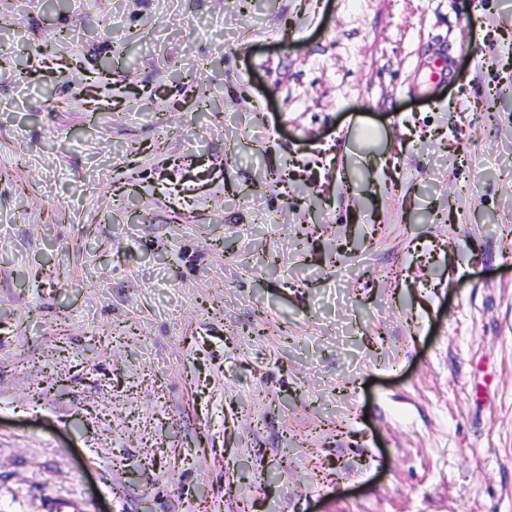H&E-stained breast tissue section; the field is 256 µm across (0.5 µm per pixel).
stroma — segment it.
<instances>
[{
    "mask_svg": "<svg viewBox=\"0 0 512 512\" xmlns=\"http://www.w3.org/2000/svg\"><path fill=\"white\" fill-rule=\"evenodd\" d=\"M0 17V512H512V0Z\"/></svg>",
    "mask_w": 512,
    "mask_h": 512,
    "instance_id": "obj_1",
    "label": "stroma"
}]
</instances>
